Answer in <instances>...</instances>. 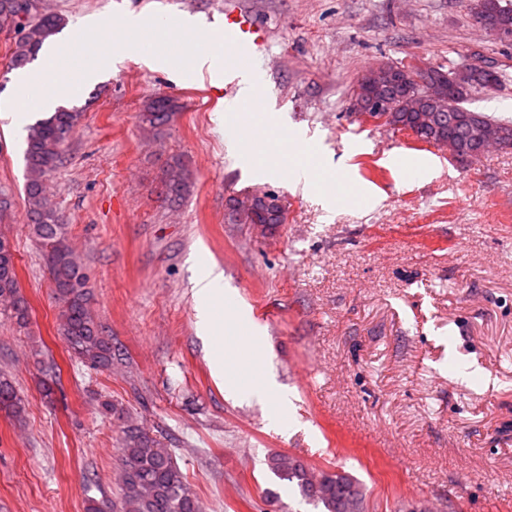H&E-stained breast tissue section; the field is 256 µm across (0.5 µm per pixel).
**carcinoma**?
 I'll return each mask as SVG.
<instances>
[{"instance_id":"1","label":"carcinoma","mask_w":512,"mask_h":512,"mask_svg":"<svg viewBox=\"0 0 512 512\" xmlns=\"http://www.w3.org/2000/svg\"><path fill=\"white\" fill-rule=\"evenodd\" d=\"M485 7L489 27L512 31V0H485ZM61 25V17L41 11L39 0H0V27L12 28L17 34L12 52V65L16 68L33 59ZM483 81L485 74L478 72L470 76L466 88L443 84L446 109L436 108L427 101L418 110L408 109L404 105L406 98L422 93V89L414 87L401 72L393 85L384 89L357 84L353 97L373 96L389 102L391 127L411 130L426 143L449 141L462 158L481 147L474 127L476 121L504 129L505 135L498 145L512 146V123L464 106L472 92L482 88ZM179 108L175 98L158 94L145 105L142 120L159 130L172 120ZM81 116L82 112L74 107H61L29 129L25 151L26 197L30 222L41 242L54 299L60 309V333L73 357L98 369L112 366L116 350L112 338L104 334L91 315V293L84 266L68 244L65 217L47 200L44 190L47 177L61 164L63 149ZM162 184L169 201L177 202L185 196L190 172L181 159L167 162ZM228 222L273 225L283 220L275 208L257 198L250 209L243 211L237 209V200H231ZM0 299L9 302L8 311L17 327H27L30 307L20 292L11 252H0ZM0 408L17 416L23 410L22 399L10 379L4 376H0ZM269 465L279 480L296 488L305 501L322 507V512H363V490L352 475L324 470L315 474L304 462L286 454L273 456ZM119 481L121 512H202V504L172 450L135 426L123 430Z\"/></svg>"}]
</instances>
